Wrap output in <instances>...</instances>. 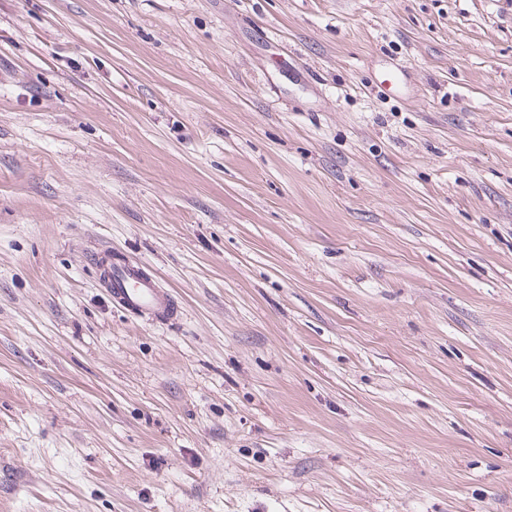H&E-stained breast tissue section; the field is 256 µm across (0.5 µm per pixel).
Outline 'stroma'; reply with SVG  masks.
Segmentation results:
<instances>
[{
  "mask_svg": "<svg viewBox=\"0 0 512 512\" xmlns=\"http://www.w3.org/2000/svg\"><path fill=\"white\" fill-rule=\"evenodd\" d=\"M0 512H512V0H0ZM105 288L114 304L136 317L171 322L180 311L171 293L134 263H107Z\"/></svg>",
  "mask_w": 512,
  "mask_h": 512,
  "instance_id": "obj_1",
  "label": "stroma"
}]
</instances>
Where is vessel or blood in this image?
<instances>
[{
    "label": "vessel or blood",
    "mask_w": 512,
    "mask_h": 512,
    "mask_svg": "<svg viewBox=\"0 0 512 512\" xmlns=\"http://www.w3.org/2000/svg\"><path fill=\"white\" fill-rule=\"evenodd\" d=\"M105 286L113 303L133 316L171 322L180 314L171 293L140 265L120 260L109 262Z\"/></svg>",
    "instance_id": "vessel-or-blood-1"
}]
</instances>
